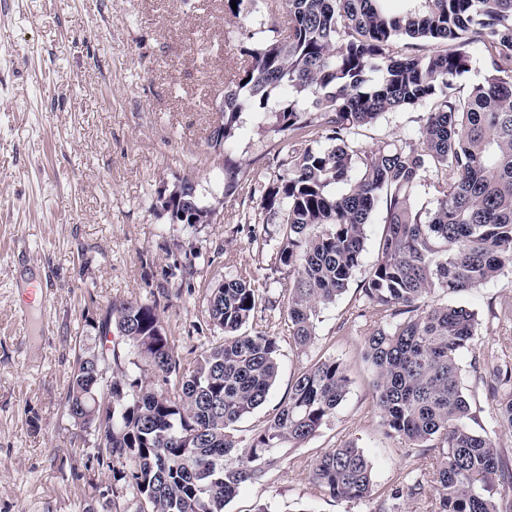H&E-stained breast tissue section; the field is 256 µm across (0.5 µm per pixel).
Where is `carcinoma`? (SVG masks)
I'll return each instance as SVG.
<instances>
[{
    "mask_svg": "<svg viewBox=\"0 0 512 512\" xmlns=\"http://www.w3.org/2000/svg\"><path fill=\"white\" fill-rule=\"evenodd\" d=\"M256 2L224 0V9L246 18ZM384 2L279 0L281 16L263 24L260 38L248 33L250 62L225 89L224 121L208 143L225 145L244 112L269 113L273 131L294 137L285 173L260 193L266 223L276 226L277 270H288V332L297 347L311 342L319 311L355 278L366 225L380 216L377 259L360 289L378 317L364 350L383 424L437 452L438 512H512V466L491 436L470 427L479 407L460 381L476 314L428 302L437 290H476L512 266V0H409L397 14ZM475 48L484 78L464 94L457 82ZM284 84L291 97H272ZM410 110L425 113L417 137L364 144L383 114ZM430 178L439 197L429 210L414 197ZM161 206L182 224L209 222L189 181ZM265 292L246 272L212 289L208 322L224 338L187 369L157 303L109 305L105 318L142 374L108 379L120 350L85 351L65 397L68 416L105 449L96 453L112 473L105 512L120 490L144 502L140 512H224L275 464L276 450L313 437L336 412L347 369L320 358L248 443L236 436L278 374V337L245 330L258 306L272 303ZM473 368L498 424L511 430L512 363L485 359ZM310 478L348 502L373 490L371 464L354 443L317 457Z\"/></svg>",
    "mask_w": 512,
    "mask_h": 512,
    "instance_id": "carcinoma-1",
    "label": "carcinoma"
}]
</instances>
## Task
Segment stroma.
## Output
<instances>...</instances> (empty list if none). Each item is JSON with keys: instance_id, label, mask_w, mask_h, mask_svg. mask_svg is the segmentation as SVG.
<instances>
[{"instance_id": "stroma-1", "label": "stroma", "mask_w": 512, "mask_h": 512, "mask_svg": "<svg viewBox=\"0 0 512 512\" xmlns=\"http://www.w3.org/2000/svg\"><path fill=\"white\" fill-rule=\"evenodd\" d=\"M258 0L246 19L224 0H0V512H80L112 475L98 466L89 431L64 404L80 350L99 347L97 326L115 300L158 302L182 367L218 335L207 296L240 272L265 283L276 310L258 307L248 331L281 336L279 373L266 404L238 425L250 436L317 359L344 364L351 379L314 437L276 452L226 512H437L434 452L390 436L362 357L373 312L358 284L323 309L312 343L287 341V282L276 270L274 225L254 187L277 174L287 133L246 112L223 151L208 144L224 88L246 65V31L269 19ZM422 115L389 112L366 133L376 147L417 135ZM238 187L224 192V165ZM192 181L209 224H178L159 199ZM45 281L49 326L20 320L22 285ZM449 304L477 314L460 358L466 394L481 402L475 429L512 458L473 357L512 360V268ZM355 442L368 456L375 492L361 502L324 495L309 478L325 451ZM420 489H412V479Z\"/></svg>"}]
</instances>
